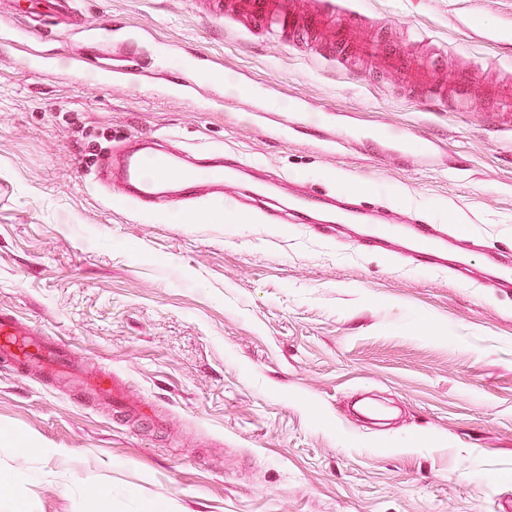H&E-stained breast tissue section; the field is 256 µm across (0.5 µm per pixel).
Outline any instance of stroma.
<instances>
[{"label": "stroma", "instance_id": "stroma-1", "mask_svg": "<svg viewBox=\"0 0 512 512\" xmlns=\"http://www.w3.org/2000/svg\"><path fill=\"white\" fill-rule=\"evenodd\" d=\"M468 111L407 91L402 77L306 40L270 38L208 0H75L79 23H46L58 71L0 40V309L76 347L154 418L87 403L61 380L0 360V472L21 512H502L512 505V292L462 283L327 230L265 224L230 201L169 221L109 200L93 172L112 144L177 138L286 180L425 215L489 252L512 249V0H338ZM149 31L112 64L91 60L101 20ZM88 58L69 76L66 52ZM206 100L148 81L194 79ZM230 104H223V97ZM260 99L308 104L306 134L249 123ZM351 114L439 153L408 162L374 141L325 151L327 112ZM31 449H20L21 441ZM111 488L109 500L84 486Z\"/></svg>", "mask_w": 512, "mask_h": 512}]
</instances>
